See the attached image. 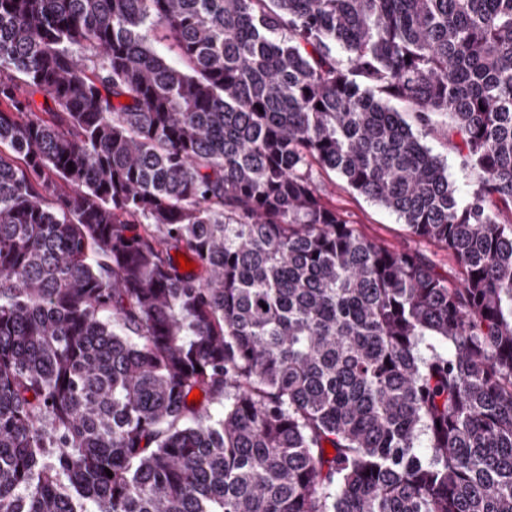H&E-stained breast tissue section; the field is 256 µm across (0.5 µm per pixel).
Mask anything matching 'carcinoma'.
I'll list each match as a JSON object with an SVG mask.
<instances>
[{
  "instance_id": "obj_1",
  "label": "carcinoma",
  "mask_w": 512,
  "mask_h": 512,
  "mask_svg": "<svg viewBox=\"0 0 512 512\" xmlns=\"http://www.w3.org/2000/svg\"><path fill=\"white\" fill-rule=\"evenodd\" d=\"M501 204L512 0H0V512H512ZM423 144L439 157L448 170V178L460 197H466L478 184L477 172L465 164L464 158L436 131H416ZM312 177L325 201L336 206L361 236L388 249L420 251L432 261L440 274L448 275L452 280L461 277L455 259L440 244L411 237L406 224L396 214L348 188L338 175L314 166Z\"/></svg>"
}]
</instances>
